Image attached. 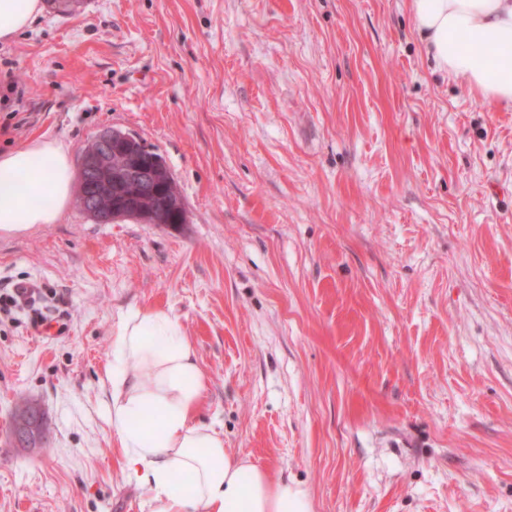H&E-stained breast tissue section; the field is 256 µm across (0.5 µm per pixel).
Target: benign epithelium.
<instances>
[{
  "instance_id": "obj_1",
  "label": "benign epithelium",
  "mask_w": 512,
  "mask_h": 512,
  "mask_svg": "<svg viewBox=\"0 0 512 512\" xmlns=\"http://www.w3.org/2000/svg\"><path fill=\"white\" fill-rule=\"evenodd\" d=\"M122 152L126 163L120 168L112 167V154ZM162 161L151 154V150L133 133L107 128L81 152L80 181L99 185V192L105 193L116 186L127 190V198L136 203L129 211L109 208L98 202L89 193L80 192L78 202L81 209L99 224H112L123 219H136L143 224L170 225L161 218L167 209H180V200H162L161 208L137 206L147 198L157 199L163 195L157 172ZM45 418L41 407L33 403L21 411L16 419L15 437L28 448L47 445L49 434L44 429Z\"/></svg>"
}]
</instances>
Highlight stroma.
Instances as JSON below:
<instances>
[{"label": "stroma", "instance_id": "stroma-1", "mask_svg": "<svg viewBox=\"0 0 512 512\" xmlns=\"http://www.w3.org/2000/svg\"><path fill=\"white\" fill-rule=\"evenodd\" d=\"M136 134L187 222L0 233V512H150L107 421L121 314L193 343L200 419L313 512H512V109L408 0H82L0 42V151ZM58 320L42 335L33 313ZM23 398L48 447L11 437Z\"/></svg>", "mask_w": 512, "mask_h": 512}]
</instances>
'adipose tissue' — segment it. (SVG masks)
<instances>
[{
  "instance_id": "1",
  "label": "adipose tissue",
  "mask_w": 512,
  "mask_h": 512,
  "mask_svg": "<svg viewBox=\"0 0 512 512\" xmlns=\"http://www.w3.org/2000/svg\"><path fill=\"white\" fill-rule=\"evenodd\" d=\"M415 28L438 70L475 96L512 109V0H410ZM42 11L41 0H0V41ZM466 32L467 43L456 35ZM63 145L39 140L0 153V232L56 223L72 194ZM109 376V423L151 512H312L308 491L231 453L200 423L203 372L180 322L163 310L121 315Z\"/></svg>"
}]
</instances>
